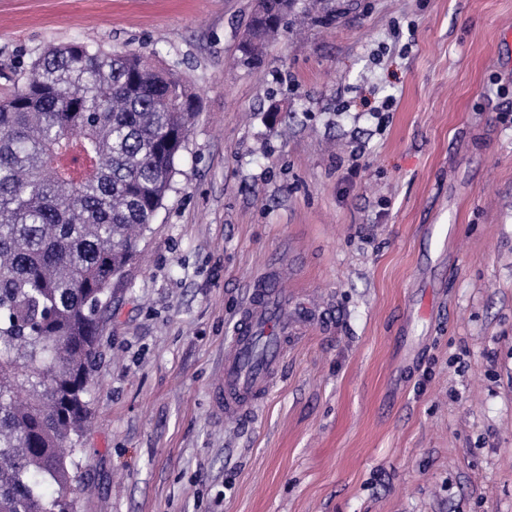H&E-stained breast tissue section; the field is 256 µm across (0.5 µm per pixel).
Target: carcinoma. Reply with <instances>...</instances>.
Listing matches in <instances>:
<instances>
[{
	"label": "carcinoma",
	"instance_id": "cac0c4a2",
	"mask_svg": "<svg viewBox=\"0 0 512 512\" xmlns=\"http://www.w3.org/2000/svg\"><path fill=\"white\" fill-rule=\"evenodd\" d=\"M290 0H259V65ZM197 98L134 52L73 42L0 101V512H76L90 373L112 276L170 189Z\"/></svg>",
	"mask_w": 512,
	"mask_h": 512
}]
</instances>
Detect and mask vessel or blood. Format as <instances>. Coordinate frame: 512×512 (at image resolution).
Wrapping results in <instances>:
<instances>
[{"instance_id":"b4317fda","label":"vessel or blood","mask_w":512,"mask_h":512,"mask_svg":"<svg viewBox=\"0 0 512 512\" xmlns=\"http://www.w3.org/2000/svg\"><path fill=\"white\" fill-rule=\"evenodd\" d=\"M287 301L286 295L271 288L249 292L224 349L225 415L246 414L256 398L270 391L294 331L279 316Z\"/></svg>"}]
</instances>
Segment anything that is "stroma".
Returning a JSON list of instances; mask_svg holds the SVG:
<instances>
[{"instance_id":"stroma-1","label":"stroma","mask_w":512,"mask_h":512,"mask_svg":"<svg viewBox=\"0 0 512 512\" xmlns=\"http://www.w3.org/2000/svg\"><path fill=\"white\" fill-rule=\"evenodd\" d=\"M0 0V99L135 51L199 112L101 314L78 512H512V0ZM389 110H382V103ZM300 332L214 406L265 274ZM291 0H259L247 24L240 43V62L247 65H260L266 45L279 30L285 11H290Z\"/></svg>"}]
</instances>
